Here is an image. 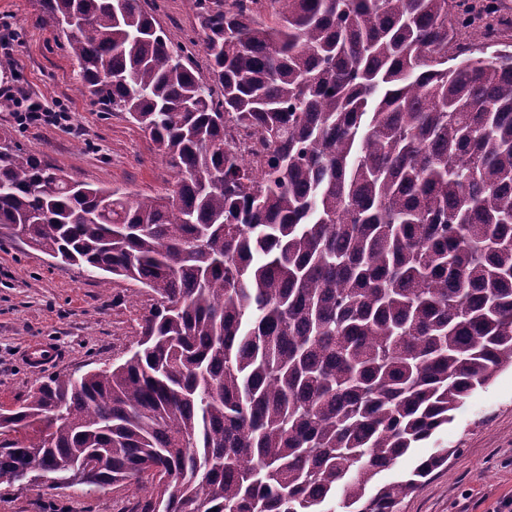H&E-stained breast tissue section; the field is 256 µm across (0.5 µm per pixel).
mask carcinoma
I'll use <instances>...</instances> for the list:
<instances>
[{
    "label": "carcinoma",
    "instance_id": "cac0c4a2",
    "mask_svg": "<svg viewBox=\"0 0 512 512\" xmlns=\"http://www.w3.org/2000/svg\"><path fill=\"white\" fill-rule=\"evenodd\" d=\"M43 0L164 195L73 181L0 133V228L148 296L109 369L0 413V484L90 466L132 512H397L379 482L512 368V19L497 0ZM202 46L208 75L193 62ZM260 134L258 164L228 131ZM144 8L153 13L158 24L174 45L186 44L196 38L194 15L183 0H141Z\"/></svg>",
    "mask_w": 512,
    "mask_h": 512
}]
</instances>
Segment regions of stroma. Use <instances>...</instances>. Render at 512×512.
<instances>
[{"label": "stroma", "mask_w": 512, "mask_h": 512, "mask_svg": "<svg viewBox=\"0 0 512 512\" xmlns=\"http://www.w3.org/2000/svg\"><path fill=\"white\" fill-rule=\"evenodd\" d=\"M142 4L173 44L195 37V19L183 0ZM42 12V0H0V130H10L20 148L41 152L73 180L139 195L167 192L175 174L149 135L125 114L105 111L81 93L68 41L41 23ZM19 84L48 111L67 113V123L21 124L4 96ZM129 286L121 278L99 283L0 229V408L22 404L52 376L120 360L143 313ZM43 342L55 344L59 359L36 368L26 354ZM439 445L455 451L447 469L405 498L399 512H512L511 369L474 390L448 426L382 473V480L411 469ZM124 505L120 492L108 486L0 485V512H121Z\"/></svg>", "instance_id": "1"}]
</instances>
